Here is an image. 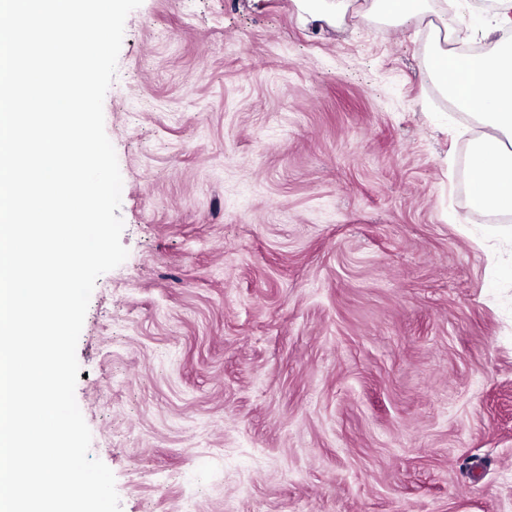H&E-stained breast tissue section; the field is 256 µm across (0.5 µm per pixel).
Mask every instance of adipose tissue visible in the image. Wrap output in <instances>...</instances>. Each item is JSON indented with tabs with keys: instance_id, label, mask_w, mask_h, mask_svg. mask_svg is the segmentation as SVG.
<instances>
[{
	"instance_id": "adipose-tissue-1",
	"label": "adipose tissue",
	"mask_w": 512,
	"mask_h": 512,
	"mask_svg": "<svg viewBox=\"0 0 512 512\" xmlns=\"http://www.w3.org/2000/svg\"><path fill=\"white\" fill-rule=\"evenodd\" d=\"M310 16L342 22L359 8L362 18L397 28L431 29L424 70L469 116L466 164L473 210L512 215V0H493L476 30L487 50L464 55L452 42L471 13L472 0H306Z\"/></svg>"
}]
</instances>
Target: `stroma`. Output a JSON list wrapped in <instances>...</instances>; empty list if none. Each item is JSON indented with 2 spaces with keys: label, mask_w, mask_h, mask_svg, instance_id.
Returning <instances> with one entry per match:
<instances>
[{
  "label": "stroma",
  "mask_w": 512,
  "mask_h": 512,
  "mask_svg": "<svg viewBox=\"0 0 512 512\" xmlns=\"http://www.w3.org/2000/svg\"><path fill=\"white\" fill-rule=\"evenodd\" d=\"M430 35L143 0L105 132L128 257L77 344L122 512H512V218Z\"/></svg>",
  "instance_id": "stroma-1"
}]
</instances>
